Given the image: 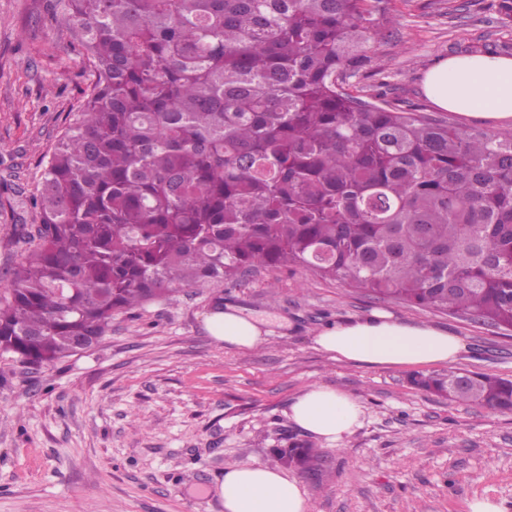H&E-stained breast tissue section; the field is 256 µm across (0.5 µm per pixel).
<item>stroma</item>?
Instances as JSON below:
<instances>
[{
    "label": "stroma",
    "mask_w": 512,
    "mask_h": 512,
    "mask_svg": "<svg viewBox=\"0 0 512 512\" xmlns=\"http://www.w3.org/2000/svg\"><path fill=\"white\" fill-rule=\"evenodd\" d=\"M385 37L350 78L407 112L448 124L502 127L435 106L424 92L436 63L498 52L504 29L481 0H390ZM94 85L66 0H0V293L40 222L41 174ZM232 304L285 327L255 350L213 340L205 316ZM447 329L464 349L456 369L512 379V331L353 290L295 266L184 287L113 316L91 348L41 367L0 352V512H224L215 488L234 463L286 470L308 512H469L474 498L512 512V411L418 390L407 367H359L313 343L322 325L371 311ZM314 384L363 406L342 444L308 439L288 418ZM310 440L325 457L315 482L276 449Z\"/></svg>",
    "instance_id": "35a3bbf8"
}]
</instances>
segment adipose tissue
Here are the masks:
<instances>
[{"label":"adipose tissue","mask_w":512,"mask_h":512,"mask_svg":"<svg viewBox=\"0 0 512 512\" xmlns=\"http://www.w3.org/2000/svg\"><path fill=\"white\" fill-rule=\"evenodd\" d=\"M424 90L438 107L465 117L512 125V58L494 54L453 57L426 74ZM280 319L259 316L233 305L205 318L209 335L226 347L254 350ZM317 348L337 361L361 366L452 365L463 342L448 330L408 323L372 313L322 327ZM362 405L350 395L321 384L307 388L290 405L292 422L329 443H341L361 426ZM224 512H306L305 494L296 479L253 462L230 466L218 485Z\"/></svg>","instance_id":"obj_1"}]
</instances>
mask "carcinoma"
I'll return each instance as SVG.
<instances>
[{
    "label": "carcinoma",
    "mask_w": 512,
    "mask_h": 512,
    "mask_svg": "<svg viewBox=\"0 0 512 512\" xmlns=\"http://www.w3.org/2000/svg\"><path fill=\"white\" fill-rule=\"evenodd\" d=\"M94 90L45 164L0 352L50 363L112 315L256 266L512 329V134L346 88L389 0H67ZM512 28V0H489ZM416 387L512 410V380ZM288 459L320 477V453Z\"/></svg>",
    "instance_id": "cac0c4a2"
}]
</instances>
